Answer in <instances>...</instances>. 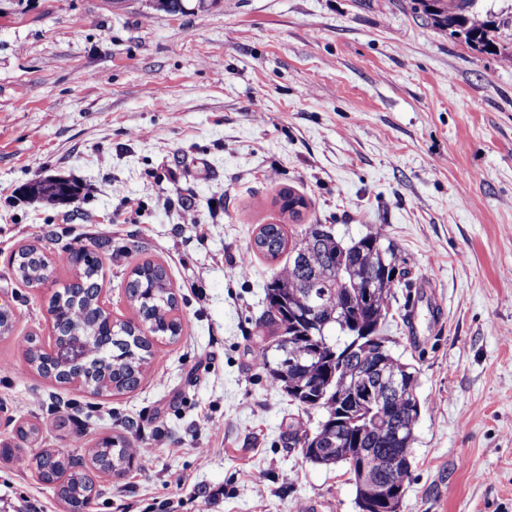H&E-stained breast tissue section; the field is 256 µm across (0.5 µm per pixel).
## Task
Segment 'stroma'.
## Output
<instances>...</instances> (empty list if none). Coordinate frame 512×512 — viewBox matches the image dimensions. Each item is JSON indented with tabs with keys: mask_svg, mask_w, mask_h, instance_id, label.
<instances>
[{
	"mask_svg": "<svg viewBox=\"0 0 512 512\" xmlns=\"http://www.w3.org/2000/svg\"><path fill=\"white\" fill-rule=\"evenodd\" d=\"M0 0V444L36 421L84 456L105 436L151 449L102 479L90 512H359L344 463L306 461L303 411L259 363L264 286L287 256L252 252L265 224L393 242L408 274L388 294L393 356L418 372L421 414L401 512H512V0L496 53L414 13L412 0ZM59 178L73 203L33 196ZM302 195L282 218V188ZM108 242L103 298L131 320L132 269L162 263L180 337L132 392L102 397L19 364L72 270L68 247ZM52 260L15 280L25 244ZM0 496L67 512L0 457ZM278 202L280 204L281 213L288 215V218L292 221L299 220L302 214L301 209L307 208V202L305 198L299 194H296L290 188H284L278 195ZM10 262L16 277L32 289H38L44 284L45 271L52 264L49 257L34 245L20 247Z\"/></svg>",
	"mask_w": 512,
	"mask_h": 512,
	"instance_id": "obj_1",
	"label": "stroma"
}]
</instances>
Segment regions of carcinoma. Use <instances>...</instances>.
Masks as SVG:
<instances>
[{
    "label": "carcinoma",
    "mask_w": 512,
    "mask_h": 512,
    "mask_svg": "<svg viewBox=\"0 0 512 512\" xmlns=\"http://www.w3.org/2000/svg\"><path fill=\"white\" fill-rule=\"evenodd\" d=\"M478 2L413 0V6L435 25L487 52L494 46L489 38L492 20ZM31 191L47 199L66 194L76 199L79 195L77 186L62 180L40 181ZM278 202L281 213L293 221L300 219L302 210L307 208L305 198L290 188L280 191ZM104 247V242L94 240L69 251L72 277L49 300L52 336L46 341L37 335L26 337L22 358L38 375L58 384H70L71 368L56 356L79 342L84 355L83 384H94L119 395L139 386L143 366L154 358V343L179 336L181 322L174 314L173 284L164 266L150 260L136 265L126 284L138 322L112 318L100 302L107 276L101 255ZM254 248L268 259L274 260L285 251L289 257L285 274L273 278L265 288L266 309L258 328L268 331L270 340L260 347L261 364L272 383L291 401L305 410L327 412V419L319 423L316 433L304 439V458L326 465L344 461L352 466L354 480H359L365 469L376 473L379 481L406 493L409 471H388L375 461L385 459L395 448L410 454L413 438L405 435L397 439L390 429L380 428L376 422L378 409L355 403L343 385V380L351 381L382 361L398 363L389 350H379L368 338L381 317L373 306L361 304L368 281L353 269L366 260L372 261L376 268L373 289L390 291L394 281L406 275L395 245H385L377 237L365 235L344 246L331 228L311 224L299 242L290 246L281 225L265 224L254 237ZM310 259L330 273L319 283L316 293L343 304L337 312L319 311L315 323L306 317L308 297L301 287L312 275ZM11 265L22 283L38 289L45 282L51 260L38 247L25 245L14 253ZM419 415L420 402H407L399 406L394 418L415 423ZM87 454L92 468L109 476L122 474L131 461L124 441L109 436L96 441ZM36 469L43 482L56 486L67 512H89L96 490L82 459L60 448H48L40 452Z\"/></svg>",
    "instance_id": "obj_1"
}]
</instances>
